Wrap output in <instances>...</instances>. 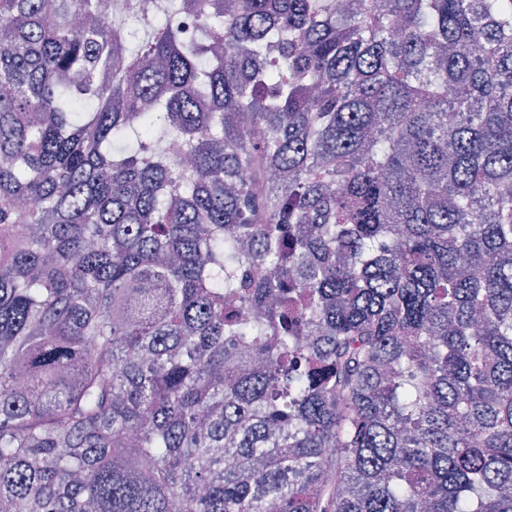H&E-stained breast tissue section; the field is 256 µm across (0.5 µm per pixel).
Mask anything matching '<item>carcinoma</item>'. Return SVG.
Masks as SVG:
<instances>
[{
  "label": "carcinoma",
  "instance_id": "obj_1",
  "mask_svg": "<svg viewBox=\"0 0 512 512\" xmlns=\"http://www.w3.org/2000/svg\"><path fill=\"white\" fill-rule=\"evenodd\" d=\"M112 2L0 0V512H512V0Z\"/></svg>",
  "mask_w": 512,
  "mask_h": 512
}]
</instances>
